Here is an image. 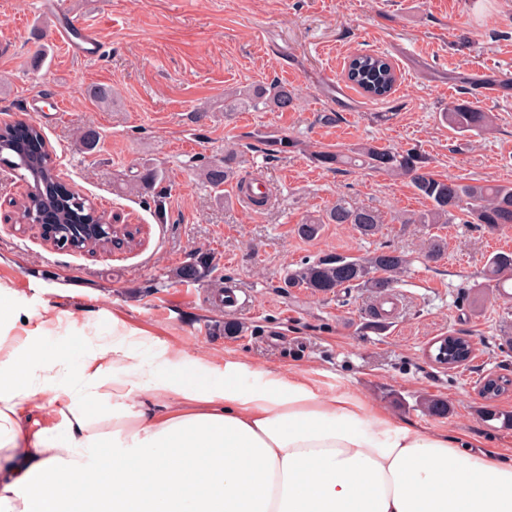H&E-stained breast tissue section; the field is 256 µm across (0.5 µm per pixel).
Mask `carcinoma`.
I'll use <instances>...</instances> for the list:
<instances>
[{"instance_id":"cac0c4a2","label":"carcinoma","mask_w":512,"mask_h":512,"mask_svg":"<svg viewBox=\"0 0 512 512\" xmlns=\"http://www.w3.org/2000/svg\"><path fill=\"white\" fill-rule=\"evenodd\" d=\"M347 81L365 96L383 99L391 94L395 83L393 70L387 59L378 54H358L351 58L346 73ZM296 96L288 85L278 82L250 84L230 88L224 92V111H279L292 110ZM445 121L459 133H487L492 128V115L485 111L476 96L451 102L443 113ZM258 138L271 155L288 152L295 142L285 133H259ZM235 150L224 155V160L204 170L206 181L219 188L235 177L230 166ZM314 160L322 167L338 169L342 166L360 167L408 181L415 192L429 202L428 209L412 217L401 219L403 224H448L457 216H465L467 224H477L489 231H497L512 224V185L465 182L458 178L441 177L429 170V158L409 149L403 152L387 147L361 144L346 152L320 150ZM7 161L11 169L24 171L32 179L27 200L22 208H37L45 200L53 201L62 211L68 224H88L96 211L89 199L76 200L64 191L57 181L54 168L43 157L31 156L22 149H9L0 142V163ZM324 224H350L363 236L380 232L384 220L374 209L341 197L325 214L308 217L298 225V234L306 239L316 237ZM410 260L407 255L388 248L368 258L341 253H326L293 270L285 279L287 288H308L318 293H337L347 288H372L381 294L392 287L394 278L406 272ZM512 280V252L501 251L487 261L485 287L500 290ZM512 386L504 376L485 378L484 399L496 401Z\"/></svg>"}]
</instances>
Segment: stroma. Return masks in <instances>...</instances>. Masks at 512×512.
<instances>
[{
  "mask_svg": "<svg viewBox=\"0 0 512 512\" xmlns=\"http://www.w3.org/2000/svg\"><path fill=\"white\" fill-rule=\"evenodd\" d=\"M57 18L96 25L100 55H69L54 37ZM361 52L395 64L390 96L373 100L345 82V61ZM270 81L294 89L295 109L225 111L226 88ZM100 85L111 88L110 102L94 97ZM489 85L505 94L481 101L493 130H450L442 119L448 103ZM29 119L61 182L140 227L130 247L55 248L36 227L9 223L27 185L0 167V286L33 319L59 318L54 335L103 333L116 316L156 346L219 367L231 359L302 372L321 393L357 392L397 421L512 459V429L483 421L477 393L489 371L512 379V345L499 334L512 299L482 287L490 255L512 251V226L408 223L428 203L407 182L328 171L313 159L359 144L414 149L435 174L512 184V0H0V126ZM89 129L97 135L91 151L78 142ZM260 131L288 133L296 145L275 156L250 149ZM230 146L242 150L237 178L270 189L265 210L240 205L233 183L216 189L204 179L208 161ZM148 168L163 180L129 191ZM341 196L379 210L381 232L366 237L327 224L316 238L297 235L306 215ZM433 238L445 249L429 263ZM383 246L410 260L389 290L397 307L388 321L372 317L368 289L322 294L283 285L288 271L322 254L367 257ZM200 257L207 263L197 278L177 277ZM224 286L235 291L233 308L214 299ZM449 334L470 338L473 354L448 370L426 353ZM425 398L444 402L447 413L424 414Z\"/></svg>",
  "mask_w": 512,
  "mask_h": 512,
  "instance_id": "1",
  "label": "stroma"
}]
</instances>
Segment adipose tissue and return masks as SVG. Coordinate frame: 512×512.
I'll list each match as a JSON object with an SVG mask.
<instances>
[{"instance_id":"adipose-tissue-1","label":"adipose tissue","mask_w":512,"mask_h":512,"mask_svg":"<svg viewBox=\"0 0 512 512\" xmlns=\"http://www.w3.org/2000/svg\"><path fill=\"white\" fill-rule=\"evenodd\" d=\"M11 297L0 289V512H86L90 473L105 477L97 512H512V461L355 392L154 353L118 318L76 349L43 323L19 339ZM34 410L56 423L31 429Z\"/></svg>"}]
</instances>
